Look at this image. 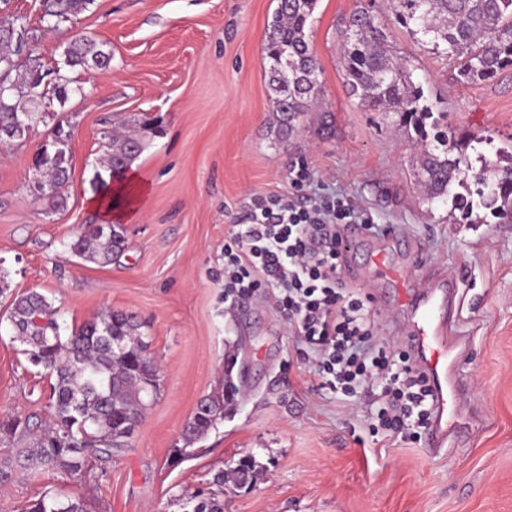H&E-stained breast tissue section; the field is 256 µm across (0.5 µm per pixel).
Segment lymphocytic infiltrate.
Returning <instances> with one entry per match:
<instances>
[{
    "label": "lymphocytic infiltrate",
    "instance_id": "obj_1",
    "mask_svg": "<svg viewBox=\"0 0 512 512\" xmlns=\"http://www.w3.org/2000/svg\"><path fill=\"white\" fill-rule=\"evenodd\" d=\"M347 199L275 198L252 212L224 246V288L251 296L268 288L303 344L319 389L342 400L379 388L368 428L408 441L431 426L430 385L407 348L377 342L369 295L341 278L342 224L359 223Z\"/></svg>",
    "mask_w": 512,
    "mask_h": 512
}]
</instances>
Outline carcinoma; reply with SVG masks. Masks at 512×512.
<instances>
[{"label": "carcinoma", "mask_w": 512, "mask_h": 512, "mask_svg": "<svg viewBox=\"0 0 512 512\" xmlns=\"http://www.w3.org/2000/svg\"><path fill=\"white\" fill-rule=\"evenodd\" d=\"M90 0H43L41 21L57 22L79 14ZM318 0H278L266 32L265 58L269 88L277 116L276 133L285 142L295 132L300 116L320 95L319 65L310 45V28ZM395 18L414 35H421L434 49L452 60L457 83L465 85L497 77L512 67V0H397ZM384 22L364 11L351 14L345 24L343 47L344 79L352 94L373 112H397L400 121L413 127L419 137L421 155L418 179L430 198L448 194L452 180L464 184L469 169L461 157L448 149L428 144L427 120L432 108L425 103L423 87L414 81L405 63L389 49ZM0 70L6 91L0 93V147L24 141L44 121L52 102L45 101V88L53 86L57 101L65 104L70 87L66 70L82 68L107 72L112 54L95 40L81 35L63 51L61 65L47 71L37 54V36L18 16L11 25L0 26ZM24 69L14 77L12 73ZM156 134L149 122L130 135L112 134L100 160L112 173L127 171L146 150ZM72 131L57 124L51 141L40 146L35 158L41 161L44 183L38 196L59 209L66 205L70 181L67 146ZM485 167L496 172L495 181H482L480 204L512 217V165L500 167L489 161ZM128 248L122 228L101 233L88 225L68 243L70 252L85 262L108 264ZM9 320L15 336L26 345L24 354L38 372L54 379L49 403L50 419L34 421L8 416L0 419V435L26 443L16 458L0 461V479L13 469L38 472L61 471L76 475L84 471L88 457L100 461L128 447L132 419L147 408L146 398L157 392L159 368L147 355L142 323L135 316L110 310L80 329L63 333L46 297L36 291L13 298ZM224 420V398H202L183 431L191 446ZM190 512H224L218 494H195ZM28 512H84L79 501H64L48 493L33 502Z\"/></svg>", "instance_id": "1"}]
</instances>
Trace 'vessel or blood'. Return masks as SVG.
Masks as SVG:
<instances>
[{"instance_id":"b4317fda","label":"vessel or blood","mask_w":512,"mask_h":512,"mask_svg":"<svg viewBox=\"0 0 512 512\" xmlns=\"http://www.w3.org/2000/svg\"><path fill=\"white\" fill-rule=\"evenodd\" d=\"M368 267L374 281L390 285L408 300L410 321L403 342L431 387V442L439 449L454 446L462 432L457 400L465 390L458 364L467 345L466 337L455 333L460 312L457 279L450 274L436 282L411 284L381 249L372 252Z\"/></svg>"}]
</instances>
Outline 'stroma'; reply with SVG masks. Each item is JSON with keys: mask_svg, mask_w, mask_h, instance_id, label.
<instances>
[{"mask_svg": "<svg viewBox=\"0 0 512 512\" xmlns=\"http://www.w3.org/2000/svg\"><path fill=\"white\" fill-rule=\"evenodd\" d=\"M390 0H319L310 32L321 84L315 113L288 140L275 139L264 46L276 0H91L67 21L41 20L42 0H0V21L27 17L45 68L78 35L112 54L105 73L74 70L80 85L22 142L0 153V417L51 414L47 378L35 374L8 324L13 295L44 294L67 330L112 309L137 315L160 387L129 446L79 475L15 474L0 481V512H27L43 494L77 500L86 512H184L214 473L253 458L251 485L224 482V512H512V220L452 194L492 178L485 162L512 163V67L469 85L451 79L448 59L395 20ZM383 17L394 54L434 105L439 132L480 137L465 147V185L429 199L417 180L413 129L394 112H372L343 79L346 18ZM334 117L332 135L319 112ZM162 131L135 162L141 208L123 223L128 248L107 265L83 262L68 242L100 223L90 181L113 122ZM72 130L68 205L53 210L31 189L34 152L56 123ZM309 179L295 187L293 170ZM336 195L353 199L376 229L398 228L421 245L430 269L457 277L462 416L477 430L437 451L428 438L370 436L372 397L349 401L319 390L296 336L271 300L225 299L224 245L258 197ZM372 295L379 340L398 346L408 321L394 289L357 279ZM234 362L236 401L200 442L182 430L198 402L224 390Z\"/></svg>", "mask_w": 512, "mask_h": 512, "instance_id": "obj_1", "label": "stroma"}]
</instances>
